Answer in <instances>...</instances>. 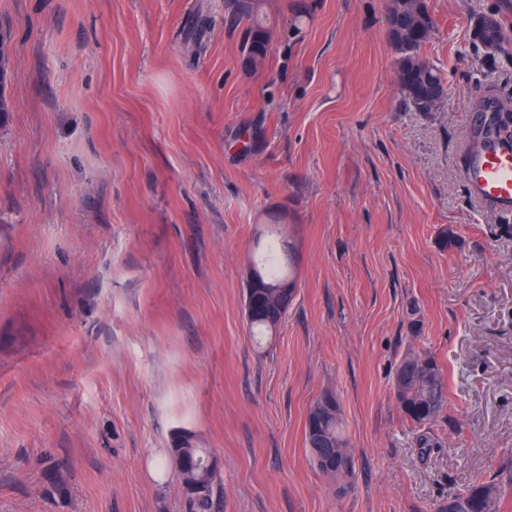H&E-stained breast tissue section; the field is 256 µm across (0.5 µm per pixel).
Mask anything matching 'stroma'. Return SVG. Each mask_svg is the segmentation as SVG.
I'll list each match as a JSON object with an SVG mask.
<instances>
[{
	"label": "stroma",
	"instance_id": "1",
	"mask_svg": "<svg viewBox=\"0 0 512 512\" xmlns=\"http://www.w3.org/2000/svg\"><path fill=\"white\" fill-rule=\"evenodd\" d=\"M385 5L266 0L251 69L224 0H0V512H192L159 466L178 429L218 460L216 512H431L512 468V214L463 177L479 99L512 100V47L487 68L470 26L512 30V0H427L435 112L397 88ZM272 224L296 293L258 345ZM410 349L446 380L427 451L393 398ZM326 392L341 498L305 445ZM340 405L332 393L322 395L310 407L305 442L317 470L334 486L338 496L346 495L353 485L355 461L347 448ZM343 451H348L342 455Z\"/></svg>",
	"mask_w": 512,
	"mask_h": 512
}]
</instances>
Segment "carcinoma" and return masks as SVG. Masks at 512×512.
Segmentation results:
<instances>
[{
  "mask_svg": "<svg viewBox=\"0 0 512 512\" xmlns=\"http://www.w3.org/2000/svg\"><path fill=\"white\" fill-rule=\"evenodd\" d=\"M246 19L242 52L245 61L256 69L267 53L269 30L262 13V0H230L226 19L231 25ZM418 28H433L426 0H388L387 40L394 51L396 85L404 100L421 112L437 111L446 95L440 69L421 54L424 37H414ZM472 43L488 57L494 58L512 44V32L497 24V35L487 44L476 38ZM261 287L255 289V312L246 316L251 336L263 339L277 330L295 296L292 247L283 242L268 245L257 263ZM444 374L430 356L408 351L399 361L393 396L404 419L414 427L434 422L447 406ZM305 442L317 470L334 486L337 495L347 494L353 485L355 461L347 450L340 405L331 393L322 395L310 407ZM207 450L198 446L193 435L183 436L170 449V462L176 465L180 482L198 485L200 490L188 495L193 512H212L214 494L220 480L200 467ZM509 485L496 479L477 478L468 485L448 493L436 504L435 512H502V501Z\"/></svg>",
  "mask_w": 512,
  "mask_h": 512,
  "instance_id": "carcinoma-1",
  "label": "carcinoma"
}]
</instances>
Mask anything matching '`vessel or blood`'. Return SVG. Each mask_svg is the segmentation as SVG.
<instances>
[{
	"label": "vessel or blood",
	"mask_w": 512,
	"mask_h": 512,
	"mask_svg": "<svg viewBox=\"0 0 512 512\" xmlns=\"http://www.w3.org/2000/svg\"><path fill=\"white\" fill-rule=\"evenodd\" d=\"M464 176L476 200L512 212V140L482 131L468 156Z\"/></svg>",
	"instance_id": "1"
}]
</instances>
